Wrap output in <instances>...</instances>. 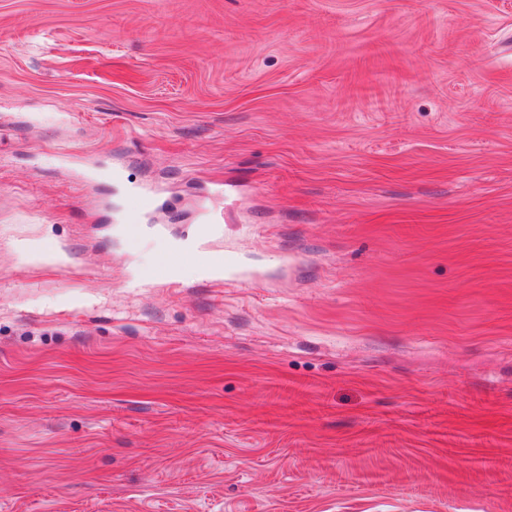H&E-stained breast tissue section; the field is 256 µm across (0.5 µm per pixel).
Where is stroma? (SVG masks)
<instances>
[{"instance_id": "35a3bbf8", "label": "stroma", "mask_w": 512, "mask_h": 512, "mask_svg": "<svg viewBox=\"0 0 512 512\" xmlns=\"http://www.w3.org/2000/svg\"><path fill=\"white\" fill-rule=\"evenodd\" d=\"M0 512H512V0H0Z\"/></svg>"}]
</instances>
